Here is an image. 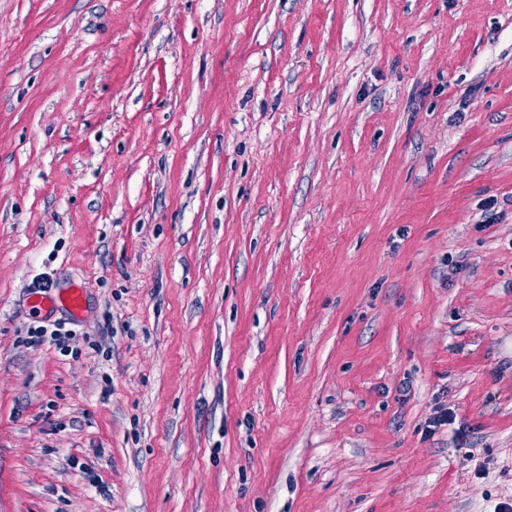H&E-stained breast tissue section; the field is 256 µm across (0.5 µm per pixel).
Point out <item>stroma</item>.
<instances>
[{
	"label": "stroma",
	"instance_id": "obj_1",
	"mask_svg": "<svg viewBox=\"0 0 512 512\" xmlns=\"http://www.w3.org/2000/svg\"><path fill=\"white\" fill-rule=\"evenodd\" d=\"M507 503L512 0H0V512ZM30 308L36 312H48L55 308L65 309L72 317L79 318L85 307L86 288L74 286L65 291L35 293ZM42 323L40 325L31 326L27 331L29 342L34 345H42L46 342L52 343L59 350L63 352L68 351L67 340L70 336H75L73 329L67 328L66 324H73L71 322H52L50 320L35 321Z\"/></svg>",
	"mask_w": 512,
	"mask_h": 512
}]
</instances>
